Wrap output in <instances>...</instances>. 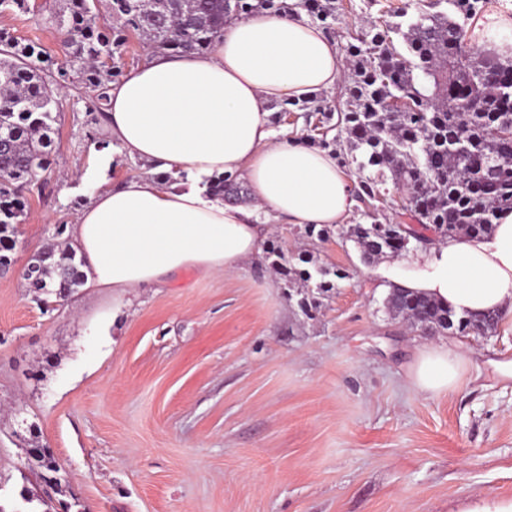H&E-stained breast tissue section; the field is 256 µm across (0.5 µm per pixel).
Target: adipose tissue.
I'll return each mask as SVG.
<instances>
[{
	"mask_svg": "<svg viewBox=\"0 0 512 512\" xmlns=\"http://www.w3.org/2000/svg\"><path fill=\"white\" fill-rule=\"evenodd\" d=\"M346 60L336 42L297 12L256 11L225 20L204 53H148L111 83L106 140L149 162V174L92 189L68 232L84 286L122 296L180 272L227 274L258 259L275 224H339L354 199L334 154L276 140L270 106L334 90ZM185 175L191 187L162 182ZM244 180L250 200L229 204L206 181ZM398 283L478 317L512 313V212L488 238L458 237L420 248ZM408 381L452 390L462 365L447 344L417 342Z\"/></svg>",
	"mask_w": 512,
	"mask_h": 512,
	"instance_id": "ef3b65f1",
	"label": "adipose tissue"
}]
</instances>
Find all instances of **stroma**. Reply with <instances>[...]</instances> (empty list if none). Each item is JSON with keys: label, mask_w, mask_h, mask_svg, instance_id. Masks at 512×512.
I'll list each match as a JSON object with an SVG mask.
<instances>
[{"label": "stroma", "mask_w": 512, "mask_h": 512, "mask_svg": "<svg viewBox=\"0 0 512 512\" xmlns=\"http://www.w3.org/2000/svg\"><path fill=\"white\" fill-rule=\"evenodd\" d=\"M63 0L0 14L66 66L50 22ZM475 34L512 40V0H486ZM51 167L28 196L12 264L0 273V505L42 492L26 448L40 441L66 473L70 512H474L512 502V313L495 332L448 334L466 358L452 391L424 395L404 371L419 332L386 307L345 232L292 224L272 241L340 270L303 312L299 289L265 258L219 277L183 274L127 295L77 288L37 301L23 276L64 243L89 198L150 165L105 145L101 120L64 90Z\"/></svg>", "instance_id": "obj_1"}]
</instances>
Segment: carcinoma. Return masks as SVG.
Segmentation results:
<instances>
[{
	"instance_id": "carcinoma-1",
	"label": "carcinoma",
	"mask_w": 512,
	"mask_h": 512,
	"mask_svg": "<svg viewBox=\"0 0 512 512\" xmlns=\"http://www.w3.org/2000/svg\"><path fill=\"white\" fill-rule=\"evenodd\" d=\"M93 0H65L52 24L70 35L71 70L44 66L46 51L35 40L19 42L0 30V268L11 264L15 225L26 208L27 193L39 173L49 169L58 86L69 72L91 90L87 109L106 112L112 68L102 55L132 30L154 51L198 53L224 29V18L258 10L282 13L284 0H109L123 20L93 11ZM481 0H411L394 10V20L361 30L345 46L342 83L346 109L336 114L315 99L300 106L316 113L317 124L337 130L345 144L342 166L354 170L357 198L373 199L381 187L413 189V200L398 219L381 222L371 211L350 226L348 236L367 259L409 252L404 237L435 243L461 234L489 237L500 215L512 211V61L491 51L503 44L485 35L488 55L468 57L475 42L472 20ZM297 9L323 24L339 20L340 0H297ZM408 99L402 107L390 103ZM209 191L225 200H241L240 183L222 176L209 179ZM266 259L284 277L312 279L306 269L281 264L280 246L268 243ZM29 287L38 295L66 296L83 284L69 248L44 250L28 265ZM388 307L425 335L489 334L500 314L458 316L451 307L391 285ZM30 471L41 484L59 469L47 448L29 449Z\"/></svg>"
}]
</instances>
